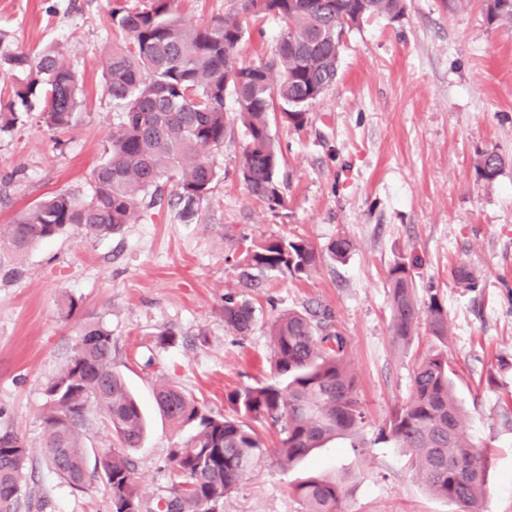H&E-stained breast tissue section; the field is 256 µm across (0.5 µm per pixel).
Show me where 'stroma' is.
I'll return each instance as SVG.
<instances>
[{
	"instance_id": "35a3bbf8",
	"label": "stroma",
	"mask_w": 512,
	"mask_h": 512,
	"mask_svg": "<svg viewBox=\"0 0 512 512\" xmlns=\"http://www.w3.org/2000/svg\"><path fill=\"white\" fill-rule=\"evenodd\" d=\"M404 4L399 18L373 17L347 35L338 79L309 105L302 129L272 121L284 206L269 209L247 191L246 138L235 123L214 154L221 177L193 220L183 219L168 182L160 205L115 235L70 229L23 252L0 244V432H14L29 451L24 494L39 512H111L99 477L72 489L40 455L45 384L84 321L111 331L113 366L147 419L130 458L152 498L173 479L169 448L190 436L161 417L155 385L170 380L213 413H230L229 392L271 382L270 324L291 310L328 313L346 337L364 419L290 468L278 461L277 430L255 423L263 451L223 512H304L293 487L308 475L342 482L344 512H456L379 437L406 403L417 363L439 349L454 372L465 435L490 458L484 510L512 512V29L488 24L481 0ZM109 9V0H0V92L21 79L8 56L55 48L86 102L66 131L32 116L0 135V225L53 192L90 197L89 175L115 120L101 70L112 45ZM281 28L277 18L248 16L240 60L266 57ZM490 151L505 160L491 181L478 167ZM276 236L313 243L316 268L265 270L243 287L246 250ZM339 237L352 243L341 259L328 251ZM398 262L413 272L420 308L433 299L444 308L446 340L423 321L411 341L394 339L388 273ZM461 264L477 288L454 283ZM228 295L255 308L247 334L224 326ZM70 297L79 304L71 315ZM163 330L175 334L166 347L156 342Z\"/></svg>"
}]
</instances>
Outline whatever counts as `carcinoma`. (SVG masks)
<instances>
[{
    "label": "carcinoma",
    "instance_id": "obj_1",
    "mask_svg": "<svg viewBox=\"0 0 512 512\" xmlns=\"http://www.w3.org/2000/svg\"><path fill=\"white\" fill-rule=\"evenodd\" d=\"M487 22L512 28V8L483 0ZM403 0H243L242 12L194 27L178 15L176 0H147L130 7L115 0L108 14L123 41L104 55V87L116 109L107 156L90 173L91 197L52 193L0 225V242L24 251L68 228L107 237L129 223L145 199L156 205L159 183L174 182L177 201L190 217L193 207L219 180L212 151L224 147L231 119L224 111L231 94L235 119L247 141L241 174L249 194L275 208L284 205L277 182L280 148L270 120L300 129L307 107L336 83L346 35L362 21L399 17ZM264 14L283 24L275 50L248 64L238 59L245 35L243 15ZM23 74L13 98L0 103V134L38 111L47 127L65 131L83 111L78 75L53 49L37 57H8ZM504 165L496 152L483 155L480 171L493 180ZM314 246L303 239H268L247 252L240 267L244 285L254 269L304 273L316 265ZM391 330L399 342L415 333L419 306L413 274L404 262L388 276ZM224 326L240 334L254 323L253 306L224 297ZM426 320L439 340L448 316L430 299ZM274 381L230 392L233 414H214L168 380L155 385L161 415L190 437L168 451L174 479L165 493L144 499L128 457L146 431L139 403L112 367V333L98 321L83 324L73 354L45 388L42 459L72 488L87 484L81 432L88 416L105 420L116 444L95 463L106 478L112 512H219L224 498L249 472L262 451L252 421L280 427L281 461L291 465L312 449L352 432L363 421L357 383L347 361V340L328 314L315 320L298 311L279 314L272 325ZM448 357L431 353L416 367L407 403L395 411L382 435L404 449L409 465L435 496L458 512H484L489 458L459 430L462 408L450 377ZM31 465L23 440L0 433V512H22L21 489ZM305 512H342L344 487L336 480L306 478L295 486Z\"/></svg>",
    "mask_w": 512,
    "mask_h": 512
}]
</instances>
